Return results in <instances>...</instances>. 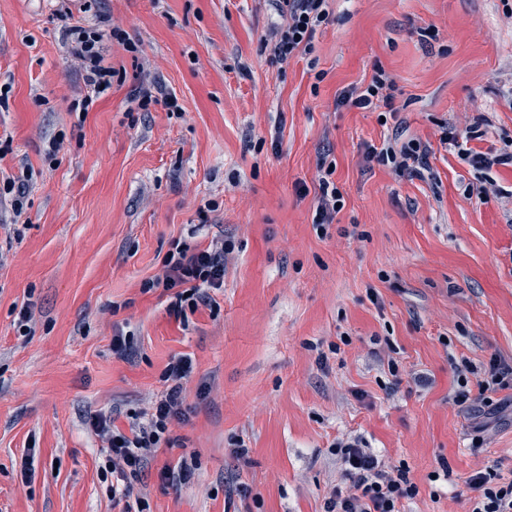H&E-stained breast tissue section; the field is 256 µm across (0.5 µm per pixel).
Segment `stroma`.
Segmentation results:
<instances>
[{
  "label": "stroma",
  "mask_w": 512,
  "mask_h": 512,
  "mask_svg": "<svg viewBox=\"0 0 512 512\" xmlns=\"http://www.w3.org/2000/svg\"><path fill=\"white\" fill-rule=\"evenodd\" d=\"M59 9L0 0V174L27 186L22 214L0 205V512H119L87 420L109 414L128 431L183 354L187 418L137 484L151 512H321L344 433L409 464L420 492L404 512H470L464 477L512 474V413L489 420L478 445L448 400L453 358L512 362V167H494L502 193L478 201L471 167L440 136L482 115L470 147H512L502 0H330L312 52L283 64L262 48L270 0H96L87 24L119 25L140 50L105 41L117 75L84 112ZM378 67L396 85L398 114L384 123L338 102ZM143 82L158 99L146 111L132 100ZM398 127L430 144L431 177L369 159ZM323 154L344 206L321 236ZM220 235L235 248L218 314L202 306L182 322L162 290L142 292L173 241L203 248ZM119 333L135 342L125 360L112 353ZM391 358L403 371L394 392ZM184 455L197 458L193 477L161 486L158 470ZM443 459L454 479L431 483Z\"/></svg>",
  "instance_id": "obj_1"
}]
</instances>
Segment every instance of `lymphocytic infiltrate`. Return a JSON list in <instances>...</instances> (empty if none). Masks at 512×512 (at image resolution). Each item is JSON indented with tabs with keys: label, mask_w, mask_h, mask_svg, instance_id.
Returning <instances> with one entry per match:
<instances>
[{
	"label": "lymphocytic infiltrate",
	"mask_w": 512,
	"mask_h": 512,
	"mask_svg": "<svg viewBox=\"0 0 512 512\" xmlns=\"http://www.w3.org/2000/svg\"><path fill=\"white\" fill-rule=\"evenodd\" d=\"M281 18L268 35L271 59L286 62L298 53H309L317 30L329 24V0H272ZM111 37L129 52L139 47L129 40L120 28L102 33L95 28L73 25L66 29L64 40L70 45V54L85 86L93 95L106 94L112 88L115 71L106 65L103 39ZM395 84L383 68H376L370 83L351 89L343 98L352 107L394 113ZM479 129L471 124L465 133L444 127L440 140L453 147L458 156L474 172L469 192L478 200H487L499 194L500 189L491 175L493 167L512 166V151L478 152L469 142ZM377 163L415 177L429 171L430 147L417 138L401 139L394 136L372 150ZM336 170L327 160L318 162V195L312 223L317 232H325L340 211L343 194L333 179ZM231 240L216 238L203 249H193L174 243L162 261V273L143 282V292L163 289L169 297L168 311L175 318H185L187 312L199 306L212 305V291L224 286V262L232 253ZM193 361L182 355L171 360L163 373L167 384L162 395L148 409L133 416L128 431L114 428L109 416H92L90 426L103 443L105 460L99 469L101 479L112 482V501L121 512H150V505L135 485L154 459L158 449L171 445L168 435L172 422L186 419L184 405L185 385L192 373ZM457 387L451 395L454 405L473 415L480 408L493 406L494 394L512 391V364L493 357L486 362L463 358L454 365ZM338 465V479L324 499L322 512H402L404 501L415 498L418 485L411 477L405 461H387L367 441L358 436L345 435L330 447ZM475 490L471 512H512V479L493 467L474 472L465 480Z\"/></svg>",
	"instance_id": "obj_1"
}]
</instances>
